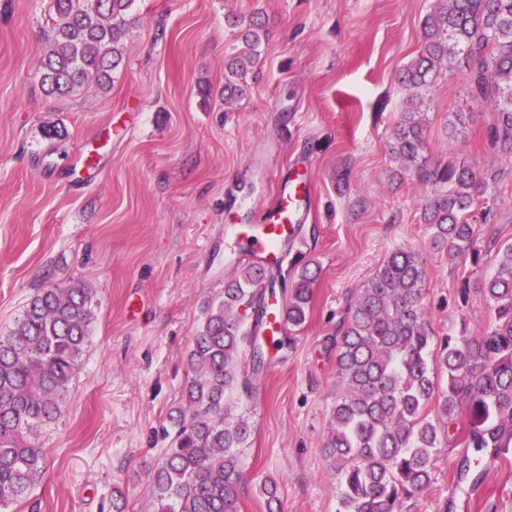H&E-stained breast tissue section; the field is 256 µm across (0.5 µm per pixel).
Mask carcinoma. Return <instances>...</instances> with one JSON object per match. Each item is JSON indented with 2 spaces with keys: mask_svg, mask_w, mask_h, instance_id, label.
Wrapping results in <instances>:
<instances>
[{
  "mask_svg": "<svg viewBox=\"0 0 512 512\" xmlns=\"http://www.w3.org/2000/svg\"><path fill=\"white\" fill-rule=\"evenodd\" d=\"M135 0H49L41 81L70 96L91 81L107 89L126 55L123 37ZM418 55L397 74L411 93L390 142L403 169L437 192L423 220L431 247L479 259L483 225L468 220L487 179L463 162L430 167L423 99L442 68L464 71L473 95L490 101V142L512 154V0H435L421 20ZM265 23L250 18L246 49L225 60L224 100L243 89L260 60ZM483 285L491 315L487 329L439 336L427 312L423 256L411 248L391 253L352 297L332 343L344 393L331 411L324 445L339 479L342 512H402L433 484V458L441 439L455 437L471 452L456 465L457 479L481 484L490 453L512 451V244L495 254ZM315 261H306L283 303L288 329L305 323ZM281 271L239 264L221 295L201 306V323L187 354L191 376L182 404L161 427L168 440L149 483L153 512H241V455L251 427L237 412L253 398L267 369L262 332L266 291ZM93 291L82 281L32 296L9 331L0 335V512L26 498L46 470L42 437L61 414L69 384L86 352L94 321ZM438 407V420L427 407ZM267 512H281L278 484L261 483Z\"/></svg>",
  "mask_w": 512,
  "mask_h": 512,
  "instance_id": "carcinoma-1",
  "label": "carcinoma"
}]
</instances>
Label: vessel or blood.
I'll list each match as a JSON object with an SVG mask.
<instances>
[{
	"label": "vessel or blood",
	"mask_w": 512,
	"mask_h": 512,
	"mask_svg": "<svg viewBox=\"0 0 512 512\" xmlns=\"http://www.w3.org/2000/svg\"><path fill=\"white\" fill-rule=\"evenodd\" d=\"M73 182L88 186L98 176V162L93 154L77 157L72 168ZM310 186L305 170L289 165L288 178L277 190L261 223L232 226L231 233L239 243L259 253L264 265L278 264L285 251L297 240L296 227L304 223L308 211Z\"/></svg>",
	"instance_id": "1"
}]
</instances>
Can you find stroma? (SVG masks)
<instances>
[{
  "mask_svg": "<svg viewBox=\"0 0 512 512\" xmlns=\"http://www.w3.org/2000/svg\"><path fill=\"white\" fill-rule=\"evenodd\" d=\"M48 0H0V334L36 292L80 280L95 319L61 414L43 438L46 472L13 512H152L160 427L181 403L201 303L236 273L229 223L259 218L287 164L311 168L312 212L284 264L321 272L291 348L272 352L247 410L243 512H266L258 487L279 485L282 512H338L323 454L342 393L331 341L358 288L396 248L426 261L437 334L490 322L489 243H512V154L488 140L491 112L462 71L423 93L430 164L494 173L479 196L491 214L479 265L434 251L422 208L435 187L400 173L391 134L408 107L397 70L417 55L433 0H137L126 58L109 90L57 98L42 86ZM268 42L245 95L224 103V61L255 10ZM100 180L75 187L80 153ZM468 288L460 303V288ZM460 446L441 443L434 483L404 512H512V454L486 457L478 493L457 483Z\"/></svg>",
  "mask_w": 512,
  "mask_h": 512,
  "instance_id": "obj_1",
  "label": "stroma"
}]
</instances>
